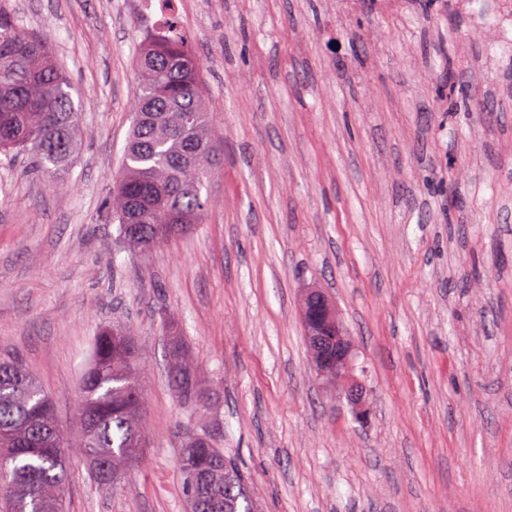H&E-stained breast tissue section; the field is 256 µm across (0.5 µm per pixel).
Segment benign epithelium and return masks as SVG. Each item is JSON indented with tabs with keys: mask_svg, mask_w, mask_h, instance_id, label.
Instances as JSON below:
<instances>
[{
	"mask_svg": "<svg viewBox=\"0 0 512 512\" xmlns=\"http://www.w3.org/2000/svg\"><path fill=\"white\" fill-rule=\"evenodd\" d=\"M302 321L309 330L313 364L323 379L340 385L354 418H368L364 380L356 375V351L334 305L317 288L306 289L302 299Z\"/></svg>",
	"mask_w": 512,
	"mask_h": 512,
	"instance_id": "7a95c632",
	"label": "benign epithelium"
}]
</instances>
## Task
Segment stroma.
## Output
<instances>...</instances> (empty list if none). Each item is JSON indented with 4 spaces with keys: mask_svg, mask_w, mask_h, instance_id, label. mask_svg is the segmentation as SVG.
I'll list each match as a JSON object with an SVG mask.
<instances>
[{
    "mask_svg": "<svg viewBox=\"0 0 512 512\" xmlns=\"http://www.w3.org/2000/svg\"><path fill=\"white\" fill-rule=\"evenodd\" d=\"M138 2L0 0L82 114L62 167L0 154V354L66 432L104 327L149 365V448L114 492L70 449L66 512H190L167 316L264 512H512V55L489 48L512 0H176L218 160L202 222L145 253L108 207ZM443 54L464 99L438 93ZM308 288L355 341L367 423L312 364Z\"/></svg>",
    "mask_w": 512,
    "mask_h": 512,
    "instance_id": "35a3bbf8",
    "label": "stroma"
}]
</instances>
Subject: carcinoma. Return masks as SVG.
Wrapping results in <instances>:
<instances>
[{"label":"carcinoma","instance_id":"1","mask_svg":"<svg viewBox=\"0 0 512 512\" xmlns=\"http://www.w3.org/2000/svg\"><path fill=\"white\" fill-rule=\"evenodd\" d=\"M139 67L143 81L132 103L112 215L124 241L148 251L199 223L210 206L203 190L218 147L207 134L211 114L201 64L188 43L146 44ZM80 121L48 36L0 12V151L30 158L33 171L59 168L75 152ZM169 339L175 386L184 400L198 402L196 365L173 328ZM145 368L130 328L101 332L82 379L72 440L33 372L14 355L0 357V512H62L70 448L84 449L96 484L117 485L149 443L140 384ZM180 468L191 512H258L243 472L224 457L212 428L182 444Z\"/></svg>","mask_w":512,"mask_h":512}]
</instances>
